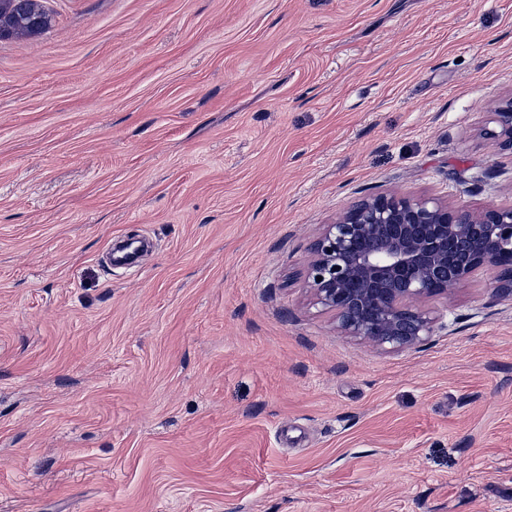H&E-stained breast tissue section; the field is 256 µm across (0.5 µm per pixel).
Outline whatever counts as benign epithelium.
<instances>
[{"label": "benign epithelium", "mask_w": 512, "mask_h": 512, "mask_svg": "<svg viewBox=\"0 0 512 512\" xmlns=\"http://www.w3.org/2000/svg\"><path fill=\"white\" fill-rule=\"evenodd\" d=\"M481 135L512 152V96L495 102ZM305 282L313 303L334 313L344 336L388 351L414 348L433 335L422 304L450 296L480 269L498 271L495 290L512 298V205L474 212L431 196L379 192L324 224Z\"/></svg>", "instance_id": "1"}]
</instances>
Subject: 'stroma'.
Masks as SVG:
<instances>
[{
	"instance_id": "1",
	"label": "stroma",
	"mask_w": 512,
	"mask_h": 512,
	"mask_svg": "<svg viewBox=\"0 0 512 512\" xmlns=\"http://www.w3.org/2000/svg\"><path fill=\"white\" fill-rule=\"evenodd\" d=\"M46 6L0 41V512H512L494 271L397 353L300 279L364 196L512 203V0ZM481 135L493 145L512 154V96L495 102L486 112Z\"/></svg>"
}]
</instances>
